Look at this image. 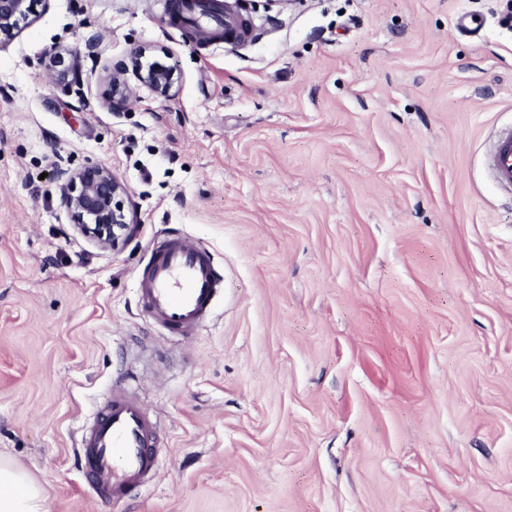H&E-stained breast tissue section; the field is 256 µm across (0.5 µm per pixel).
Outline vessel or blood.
<instances>
[{
    "instance_id": "vessel-or-blood-1",
    "label": "vessel or blood",
    "mask_w": 512,
    "mask_h": 512,
    "mask_svg": "<svg viewBox=\"0 0 512 512\" xmlns=\"http://www.w3.org/2000/svg\"><path fill=\"white\" fill-rule=\"evenodd\" d=\"M487 164L497 186L511 191L512 128L498 132ZM223 286L213 253L174 235L153 241L135 293L142 313L167 335L187 339L210 317ZM77 452L93 493L118 502L157 472L161 447L147 410L127 391L112 390L83 428Z\"/></svg>"
}]
</instances>
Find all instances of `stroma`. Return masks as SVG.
Returning a JSON list of instances; mask_svg holds the SVG:
<instances>
[{
  "label": "stroma",
  "instance_id": "35a3bbf8",
  "mask_svg": "<svg viewBox=\"0 0 512 512\" xmlns=\"http://www.w3.org/2000/svg\"><path fill=\"white\" fill-rule=\"evenodd\" d=\"M168 3L41 0L0 44V457L49 512H512V195L483 162L512 122V0H248L241 46ZM139 62L172 97L133 79L113 111L108 73ZM90 165L137 210L113 247L61 203L58 169ZM166 233L224 275L184 342L133 292ZM126 384L163 467L105 504L75 423ZM136 77L159 96L164 98L172 96L175 81L174 75L168 67L157 63H151L146 68L141 66Z\"/></svg>",
  "mask_w": 512,
  "mask_h": 512
}]
</instances>
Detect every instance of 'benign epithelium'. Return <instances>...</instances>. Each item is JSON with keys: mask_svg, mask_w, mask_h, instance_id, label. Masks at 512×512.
<instances>
[{"mask_svg": "<svg viewBox=\"0 0 512 512\" xmlns=\"http://www.w3.org/2000/svg\"><path fill=\"white\" fill-rule=\"evenodd\" d=\"M35 2L37 0H0V37L12 35L19 21L30 15ZM224 11L236 16L242 27L241 32L230 31L224 37L236 43L247 41L253 30L251 21L227 4ZM136 77L159 96H172L174 75L168 67L151 63L140 68ZM55 81L66 90L80 82L79 55H71L70 65L55 75ZM108 83L112 92V109L115 110L128 99L126 72L120 67L113 68ZM57 179L62 204L74 218L76 229L90 241L101 246H113L134 234L137 228L135 213L128 214L114 203L123 187L112 170L100 165L79 171L61 168Z\"/></svg>", "mask_w": 512, "mask_h": 512, "instance_id": "7a95c632", "label": "benign epithelium"}]
</instances>
